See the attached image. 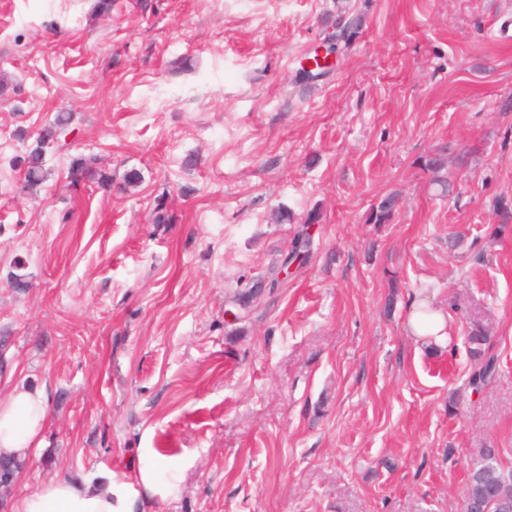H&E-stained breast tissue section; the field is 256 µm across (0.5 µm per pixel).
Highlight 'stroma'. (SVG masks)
<instances>
[{"label":"stroma","mask_w":512,"mask_h":512,"mask_svg":"<svg viewBox=\"0 0 512 512\" xmlns=\"http://www.w3.org/2000/svg\"><path fill=\"white\" fill-rule=\"evenodd\" d=\"M96 3L0 0V397L51 402L0 512L158 456L174 490L139 512H463L481 449L512 468V0ZM442 146L446 197L417 165ZM79 156L111 190L71 187ZM416 298L457 301L447 345L407 335ZM69 121V116L59 113L56 115L54 121L39 134L35 145L28 152L24 163V180L27 184L35 185L44 180V149L47 146L58 143L59 136L64 134L67 130ZM398 202L397 194L385 195L369 213L367 221L369 224H388L391 222L396 211ZM469 329L470 354L474 361L469 385L474 390H479L498 374L497 359L489 354V349L486 347L487 336L482 325L478 321H473Z\"/></svg>","instance_id":"obj_1"}]
</instances>
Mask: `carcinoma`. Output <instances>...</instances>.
<instances>
[{
  "instance_id": "cac0c4a2",
  "label": "carcinoma",
  "mask_w": 512,
  "mask_h": 512,
  "mask_svg": "<svg viewBox=\"0 0 512 512\" xmlns=\"http://www.w3.org/2000/svg\"><path fill=\"white\" fill-rule=\"evenodd\" d=\"M70 117L63 113L56 115L54 121L43 129L35 141V145L28 152L25 159L24 180L29 185L42 182L45 178L43 164L44 149L58 142L59 136L67 130ZM447 147L442 146L436 151L418 159L422 170L431 174V182L440 188V194L448 193ZM96 159H76L70 171V184L88 180L94 181L102 187H107L110 176L95 167ZM398 195L387 194L375 205L367 218L370 224H388L396 211ZM317 217L308 216L306 227L297 231L288 261L292 262L308 251L310 237L307 225L315 223ZM470 354L474 361L470 374L469 385L479 390L486 386L498 374L497 359L489 354L486 347L487 336L482 325L471 322L469 330ZM501 451L497 448H484L481 450L479 460L469 471L468 496L472 499L481 498L491 505V512H512V469L504 468L500 463Z\"/></svg>"
}]
</instances>
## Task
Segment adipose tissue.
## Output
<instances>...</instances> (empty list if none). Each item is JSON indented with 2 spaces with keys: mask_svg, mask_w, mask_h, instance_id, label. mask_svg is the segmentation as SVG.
<instances>
[{
  "mask_svg": "<svg viewBox=\"0 0 512 512\" xmlns=\"http://www.w3.org/2000/svg\"><path fill=\"white\" fill-rule=\"evenodd\" d=\"M407 331L417 341L448 342L445 313L426 301L412 303ZM49 418L46 395L25 385L0 399V458H28L34 440ZM12 512H135V500L125 484L102 472L93 479L54 477L17 499Z\"/></svg>",
  "mask_w": 512,
  "mask_h": 512,
  "instance_id": "1",
  "label": "adipose tissue"
}]
</instances>
